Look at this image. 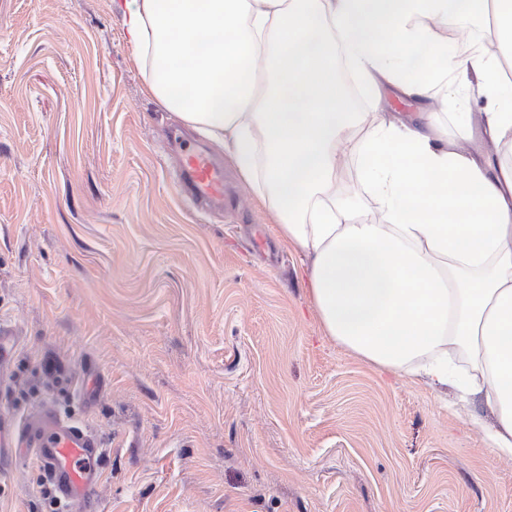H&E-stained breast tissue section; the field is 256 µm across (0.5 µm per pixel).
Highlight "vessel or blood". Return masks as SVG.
<instances>
[{
  "label": "vessel or blood",
  "mask_w": 512,
  "mask_h": 512,
  "mask_svg": "<svg viewBox=\"0 0 512 512\" xmlns=\"http://www.w3.org/2000/svg\"><path fill=\"white\" fill-rule=\"evenodd\" d=\"M180 188L198 203H221L224 170L204 150L191 149L181 158ZM12 439L36 461L66 512H85L103 477L100 438L46 402L13 426Z\"/></svg>",
  "instance_id": "1"
}]
</instances>
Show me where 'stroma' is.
I'll use <instances>...</instances> for the list:
<instances>
[{
	"label": "stroma",
	"instance_id": "stroma-1",
	"mask_svg": "<svg viewBox=\"0 0 512 512\" xmlns=\"http://www.w3.org/2000/svg\"><path fill=\"white\" fill-rule=\"evenodd\" d=\"M185 139L111 0H0V419L102 438L90 512H512L467 411L323 335L222 150L231 205L182 197ZM10 443L0 512H42Z\"/></svg>",
	"mask_w": 512,
	"mask_h": 512
}]
</instances>
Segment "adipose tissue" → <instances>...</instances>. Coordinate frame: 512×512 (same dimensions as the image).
Returning <instances> with one entry per match:
<instances>
[{"label":"adipose tissue","instance_id":"1","mask_svg":"<svg viewBox=\"0 0 512 512\" xmlns=\"http://www.w3.org/2000/svg\"><path fill=\"white\" fill-rule=\"evenodd\" d=\"M111 2L150 94L224 150L303 256L324 335L378 372L481 403L485 447L512 457V79L480 42L450 46L427 24L494 9L512 53V0ZM340 60L364 89L450 92L459 109L352 111ZM475 94L492 148L463 154L448 126ZM349 143L381 220L340 196Z\"/></svg>","mask_w":512,"mask_h":512}]
</instances>
